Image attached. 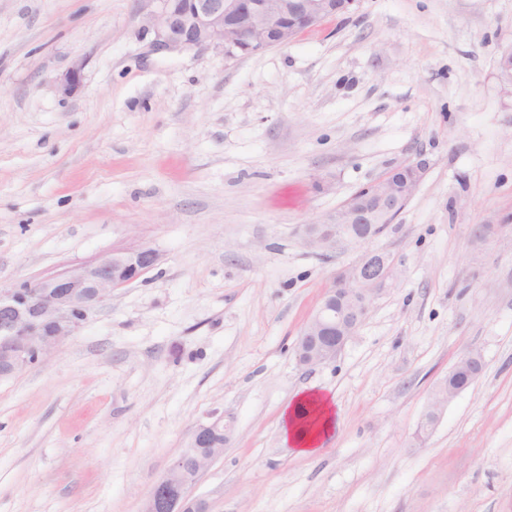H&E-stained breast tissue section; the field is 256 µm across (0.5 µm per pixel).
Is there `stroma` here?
I'll list each match as a JSON object with an SVG mask.
<instances>
[{"label":"stroma","mask_w":512,"mask_h":512,"mask_svg":"<svg viewBox=\"0 0 512 512\" xmlns=\"http://www.w3.org/2000/svg\"><path fill=\"white\" fill-rule=\"evenodd\" d=\"M158 0H0V287L154 249L37 363L0 376V512H141L199 423L234 431L208 512H512V0H360L288 46L157 51ZM81 67L58 96L55 78ZM423 178L369 246L302 229L390 168ZM392 288L336 358L296 346L335 275ZM478 380L426 435L456 360ZM339 425L282 440L296 393ZM307 413L303 415V411ZM336 425L332 400L320 391L297 394L282 413V439L302 455L315 453Z\"/></svg>","instance_id":"35a3bbf8"}]
</instances>
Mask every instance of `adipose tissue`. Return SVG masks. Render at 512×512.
<instances>
[{
	"label": "adipose tissue",
	"mask_w": 512,
	"mask_h": 512,
	"mask_svg": "<svg viewBox=\"0 0 512 512\" xmlns=\"http://www.w3.org/2000/svg\"><path fill=\"white\" fill-rule=\"evenodd\" d=\"M336 425L328 395L308 390L297 394L282 413V439L303 455L315 453Z\"/></svg>",
	"instance_id": "1"
}]
</instances>
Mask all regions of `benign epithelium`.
<instances>
[{"mask_svg": "<svg viewBox=\"0 0 512 512\" xmlns=\"http://www.w3.org/2000/svg\"><path fill=\"white\" fill-rule=\"evenodd\" d=\"M358 0H160L149 18L160 49L212 46L229 57L253 55L285 47L299 31L326 18L352 12ZM81 86V69L57 78L55 91L73 96ZM424 168L403 164L388 170L362 189L377 208L368 209L354 198L319 220L305 225L304 243L330 252L340 243L365 244L371 233L342 237L336 224L393 222L417 189ZM151 248L114 251L99 262L67 273L0 289V374L37 362L50 348L70 336L88 313L112 295V290L138 279L158 262ZM391 254L367 251L341 271L304 326L298 341L300 364L313 367L333 360L355 335L378 296L396 277ZM232 435V419L218 416L196 426L190 443L155 484L142 512H208L201 501H191L187 488L223 452L213 437Z\"/></svg>", "mask_w": 512, "mask_h": 512, "instance_id": "benign-epithelium-1", "label": "benign epithelium"}]
</instances>
